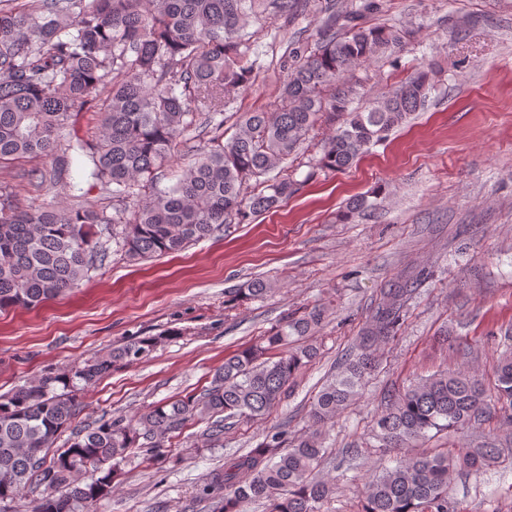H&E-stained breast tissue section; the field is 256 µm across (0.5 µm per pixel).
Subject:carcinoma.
I'll use <instances>...</instances> for the list:
<instances>
[{
  "label": "carcinoma",
  "mask_w": 512,
  "mask_h": 512,
  "mask_svg": "<svg viewBox=\"0 0 512 512\" xmlns=\"http://www.w3.org/2000/svg\"><path fill=\"white\" fill-rule=\"evenodd\" d=\"M266 0H0V171L30 165L23 178L61 182L74 160H88L91 186L112 188V200L137 198L133 208L50 201L0 206V308L36 307L76 287L102 266L106 250L94 226L113 224L112 240L130 261L178 253L212 237L232 220L268 212L296 191L288 159L323 121L339 120L317 165L350 167L394 129L424 109L433 71L423 70L366 110L351 108L346 72L403 48L394 26L367 27L352 12L341 36L336 13L324 8L325 39L317 50L289 49L288 78L275 112H248L233 137L211 140L170 187L162 169L178 163L177 139L209 123L254 77L247 21L262 18ZM98 134L75 129L77 117L106 78ZM277 172L249 196L252 179ZM379 192L350 201L338 220L377 206ZM274 288L256 278L236 289L243 301ZM412 289L388 288L365 320L345 363L310 403L313 429L294 440L278 429L247 453L209 472L201 494L213 512H243L264 500L268 512H319L336 481L317 468L325 426L365 388L377 346L393 339ZM326 317L314 306L288 315L261 342L225 356L209 387L139 416L72 426L78 393L117 362L133 364L161 337L130 340L109 353L49 373L0 395V512H92L112 494L114 479L133 448H158L190 421L207 424L208 442L226 426L262 419L285 395L293 375L317 357L311 337ZM497 401L512 410V346L494 364ZM487 413L484 389L466 372H440L391 394L370 432L383 448H410L431 430L475 422ZM70 429L65 446L57 434ZM494 448L421 453L384 468L365 485L363 512H457L449 494L456 472L487 466ZM100 477L84 483L87 470Z\"/></svg>",
  "instance_id": "obj_1"
}]
</instances>
